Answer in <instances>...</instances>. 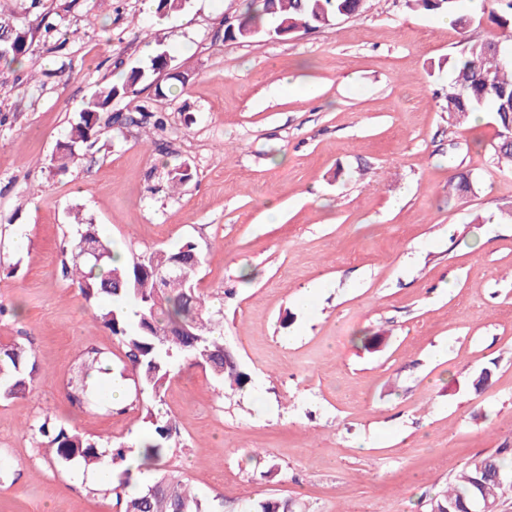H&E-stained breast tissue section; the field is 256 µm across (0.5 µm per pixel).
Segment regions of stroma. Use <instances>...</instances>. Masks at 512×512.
<instances>
[{
  "label": "stroma",
  "instance_id": "stroma-1",
  "mask_svg": "<svg viewBox=\"0 0 512 512\" xmlns=\"http://www.w3.org/2000/svg\"><path fill=\"white\" fill-rule=\"evenodd\" d=\"M145 2L12 4L32 40L23 65H0V344L31 346L39 371L0 400V512H116L107 487L22 424L49 415L129 447L148 429L135 400L108 414L67 398L85 348L123 357L62 276L79 221L129 253L194 241L200 289L249 376L222 393L198 367L166 383L179 438L162 470L224 512L271 497L302 512H427L466 461L512 448V170L491 160L490 121L455 124L450 76L430 74L485 26L367 0L360 16L240 43L224 21L250 0L163 15ZM163 51L186 85L141 87L110 111L143 105L166 130L103 135L53 167L99 86ZM185 164L194 176L171 192ZM462 170L474 189L460 197L448 182ZM363 334L383 341L363 348Z\"/></svg>",
  "mask_w": 512,
  "mask_h": 512
}]
</instances>
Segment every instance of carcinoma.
I'll list each match as a JSON object with an SVG mask.
<instances>
[{
  "mask_svg": "<svg viewBox=\"0 0 512 512\" xmlns=\"http://www.w3.org/2000/svg\"><path fill=\"white\" fill-rule=\"evenodd\" d=\"M6 0H0V61L20 64L29 52L30 32L23 18L7 11ZM366 0H261L251 3L242 16L243 22L224 28V38L249 42L267 35L286 24L290 29H314L331 25L341 17H355ZM459 0H405L414 11L446 14L455 25L467 30L473 23L486 22L500 34L482 40H467L453 57L448 58L452 83L448 90V112L456 123L470 120L474 112L488 111L495 127L491 144L496 163L512 168V0H487L484 15L475 20L457 11ZM167 53L154 56L145 68L132 69L119 83H106L84 103L77 119L70 125L64 143L65 153L54 158L57 169L64 171L67 160L76 150L93 144L102 135L100 113L117 97H133L136 86L151 84L156 70L166 62ZM153 120L161 130L167 118L141 114L137 120L117 113L107 125L122 130L127 124ZM113 243L100 236L92 223L72 225L69 258L62 268L63 276L79 289L89 304L101 305L100 320L124 348L118 375L132 379L136 395L146 397L148 431L140 439L146 459L159 465L179 436L175 421L166 413L154 410L151 403L161 400V392L171 375L185 366L208 371L219 393L226 382L243 388L248 376L224 345L221 331L209 329L216 321L205 295L198 288V275L205 262L203 253L191 240L175 250L156 249L134 255L120 265L112 264ZM176 261L183 277L158 281L153 267ZM102 356L87 352L83 366L68 382L67 396L81 406L89 402L88 379L98 370ZM38 372L36 362L20 343L0 345V398H17L32 388ZM34 437L47 441L54 459L64 465L105 467V472L118 477L113 487L118 512H223L221 502L209 505L192 495L183 479L163 476L153 483L138 485L136 492L128 488L136 477L123 447L101 449V444L82 435L69 425L49 417L32 428ZM506 448L477 456L464 464L446 489L430 498L429 512H474L476 503L484 499L499 502L512 481L504 469L502 454ZM254 512H298L291 499H268L254 505Z\"/></svg>",
  "mask_w": 512,
  "mask_h": 512,
  "instance_id": "1",
  "label": "carcinoma"
}]
</instances>
